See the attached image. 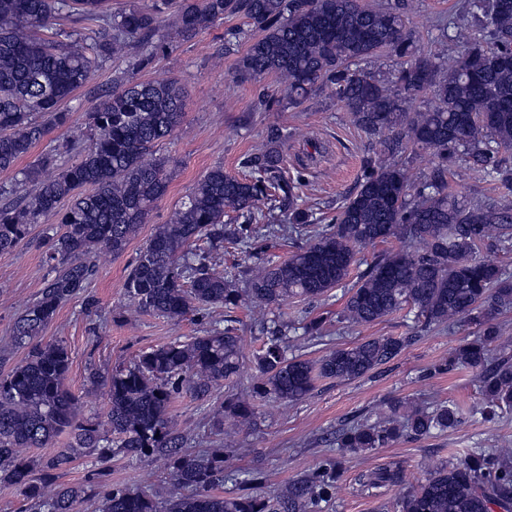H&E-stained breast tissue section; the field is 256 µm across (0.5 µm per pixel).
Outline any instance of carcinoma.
<instances>
[{"label":"carcinoma","mask_w":512,"mask_h":512,"mask_svg":"<svg viewBox=\"0 0 512 512\" xmlns=\"http://www.w3.org/2000/svg\"><path fill=\"white\" fill-rule=\"evenodd\" d=\"M152 0L114 14L108 0H0V170H15L0 204V255L11 253L35 224L51 215L50 267L40 296L15 322L24 359L0 374V482L37 501L39 512H79L82 485L52 496L41 487L81 456H94L98 476L110 472L115 453L164 457L171 476L164 498L141 487L99 486L101 512H312L339 472L333 467L288 483L274 499L258 493L224 497V459L186 454L170 409L179 395L207 399L241 370L240 336L214 318L203 334L139 352L87 379L108 400L102 420L81 417L68 387L70 354L43 330L61 307L83 293L96 273L94 258L118 256L146 223L168 187L157 147L181 124L183 89L175 79L120 83L89 113L94 131L72 163L66 139L31 164L17 168L53 129L69 122L63 104L116 60L145 70L174 40L188 41L217 21L241 15L246 26L232 38L246 44L235 78L284 79L288 107L302 106L319 88L330 90L350 120L377 147L381 159L364 170L357 189L338 206L334 223L314 232L287 260L247 270L211 263L230 234L242 252L251 248L253 224L279 233L278 214L308 224L299 186L283 174L282 138L270 132L265 148L247 154L237 177L212 167L181 199L169 220L140 249L124 283L142 312L182 319L213 308H279L290 298L325 304L344 284L358 255L393 239L401 247L375 255L346 292L340 317L371 325L407 309L424 325L464 323L473 337L435 365L440 373L471 370L486 421L512 416V354L498 315L512 310V274L481 254L491 244L512 253V0H465L436 42L463 44L452 62L418 48L404 0L377 6L361 0ZM72 22L57 29L60 17ZM97 24L89 32L84 23ZM394 58L387 79L360 67L381 55ZM420 149L429 172L411 179L407 158ZM465 168L493 186L489 196L452 190ZM66 208H61L63 202ZM241 221L229 232L224 218ZM408 336H382L336 347L315 361L291 354L281 333L255 357V396L296 404L323 379H362L397 357ZM224 412L252 423L246 400L227 398ZM457 404L394 401L339 432L336 445L351 452L383 448L405 436L420 438L461 425ZM68 447L55 448L61 435ZM22 448H48L39 458ZM397 468L359 478L367 489L400 483ZM397 512H512V448H481L427 473L404 492Z\"/></svg>","instance_id":"1"}]
</instances>
